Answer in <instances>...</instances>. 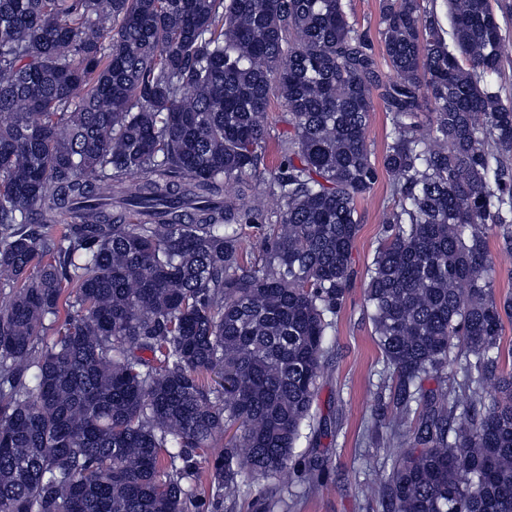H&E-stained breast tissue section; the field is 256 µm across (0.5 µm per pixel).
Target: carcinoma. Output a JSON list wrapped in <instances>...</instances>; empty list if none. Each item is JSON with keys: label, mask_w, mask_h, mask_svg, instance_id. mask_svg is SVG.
I'll use <instances>...</instances> for the list:
<instances>
[{"label": "carcinoma", "mask_w": 512, "mask_h": 512, "mask_svg": "<svg viewBox=\"0 0 512 512\" xmlns=\"http://www.w3.org/2000/svg\"><path fill=\"white\" fill-rule=\"evenodd\" d=\"M448 26L384 0L386 76L342 0H0V512H187L211 448L226 499L290 470L383 174L365 299L409 448L371 482L387 512H512V297L484 232L512 255L506 36L492 0H448ZM391 131V124L378 98L374 99V110L371 112L368 128V144L377 160H381ZM488 247L494 257V294L497 298L512 295V256L499 251L498 230L489 231Z\"/></svg>", "instance_id": "carcinoma-1"}]
</instances>
